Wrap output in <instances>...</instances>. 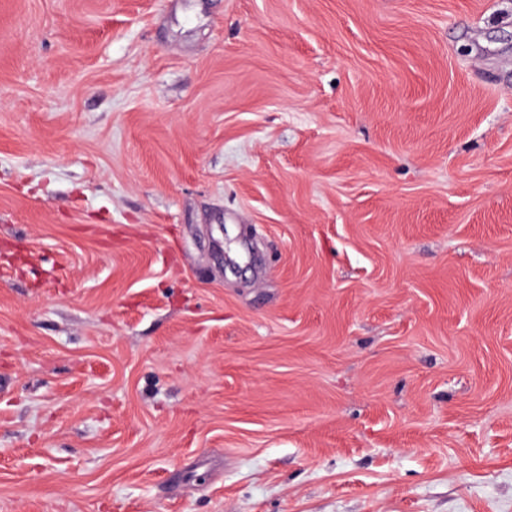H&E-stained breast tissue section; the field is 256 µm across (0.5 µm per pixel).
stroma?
<instances>
[{
	"label": "stroma",
	"mask_w": 512,
	"mask_h": 512,
	"mask_svg": "<svg viewBox=\"0 0 512 512\" xmlns=\"http://www.w3.org/2000/svg\"><path fill=\"white\" fill-rule=\"evenodd\" d=\"M0 512H512V0H0Z\"/></svg>",
	"instance_id": "stroma-1"
}]
</instances>
